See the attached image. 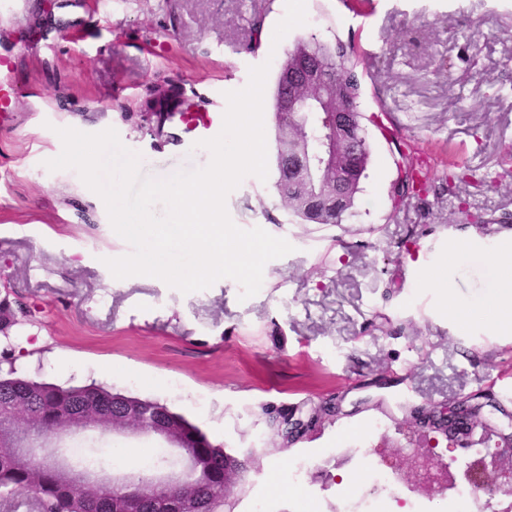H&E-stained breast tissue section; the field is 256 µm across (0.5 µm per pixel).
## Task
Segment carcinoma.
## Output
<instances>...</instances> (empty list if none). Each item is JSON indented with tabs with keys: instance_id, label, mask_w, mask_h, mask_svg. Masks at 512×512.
<instances>
[{
	"instance_id": "1",
	"label": "carcinoma",
	"mask_w": 512,
	"mask_h": 512,
	"mask_svg": "<svg viewBox=\"0 0 512 512\" xmlns=\"http://www.w3.org/2000/svg\"><path fill=\"white\" fill-rule=\"evenodd\" d=\"M307 48L320 56L329 72L342 81L347 96L359 101L362 81L357 71L355 50L340 39L324 41L315 36L297 39L292 49ZM304 117L275 113L274 158L276 168L293 178L297 160L284 157L282 127L299 132ZM0 307L9 310L10 319L0 320V335L8 339L18 335L28 320L14 308L9 292L0 295ZM92 405L91 413L79 432L112 433V406L138 409L139 429L148 431L159 412L166 413L179 424L183 452L195 465L193 485L156 483V476L168 469L170 457L161 454L146 463L140 472L128 473L116 482L105 475L102 461L89 456L72 464L70 476L61 471L59 418L67 409ZM268 433L281 437V411L262 408ZM0 435L12 441L13 448L0 447V489L9 495H29L32 512H228L233 504L224 495V447L213 443L207 434L184 415L157 401L127 396L95 384L60 386L32 378L0 377Z\"/></svg>"
}]
</instances>
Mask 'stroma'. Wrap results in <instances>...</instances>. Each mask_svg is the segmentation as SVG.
<instances>
[{
  "label": "stroma",
  "instance_id": "1",
  "mask_svg": "<svg viewBox=\"0 0 512 512\" xmlns=\"http://www.w3.org/2000/svg\"><path fill=\"white\" fill-rule=\"evenodd\" d=\"M306 11L276 44L285 0H0V57L11 61L0 95L13 108L0 125V268L12 300L35 314L21 341L0 338V369L95 382L183 413L226 452L251 456L226 487L235 512H250L261 490L271 512H300L286 478L302 457L321 512H363L359 450L385 465L427 446L412 407L477 393L495 400L483 415L512 413V335L460 317L409 265L413 250L433 263L471 233L454 293L489 297L484 244L512 233V0H306ZM310 35L355 47L360 109L377 118L345 228L304 232L271 182L248 176L227 197L231 219L294 247L266 264L258 294L240 300L230 278L189 294L150 276L114 278L106 259L131 247L76 171L47 169L62 150L58 129H116L146 177L206 166L208 150L184 151L141 125L153 87L198 110L222 107L250 67L269 64L270 130L279 67ZM404 157L418 183L398 202ZM462 161L473 171L466 183L454 177ZM330 398L343 416L295 445L268 435L262 406L299 412ZM67 444L104 461L124 449L123 473L159 452L140 435Z\"/></svg>",
  "mask_w": 512,
  "mask_h": 512
}]
</instances>
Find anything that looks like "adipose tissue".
Instances as JSON below:
<instances>
[{
    "mask_svg": "<svg viewBox=\"0 0 512 512\" xmlns=\"http://www.w3.org/2000/svg\"><path fill=\"white\" fill-rule=\"evenodd\" d=\"M486 256L495 271L493 292L489 301L461 303L452 292L454 271L447 262H440L438 276L428 274L424 259L413 260L412 265L420 275L419 285L423 288L445 289V300L462 316L486 319L492 335L512 334V241H496L487 246Z\"/></svg>",
    "mask_w": 512,
    "mask_h": 512,
    "instance_id": "ef3b65f1",
    "label": "adipose tissue"
}]
</instances>
